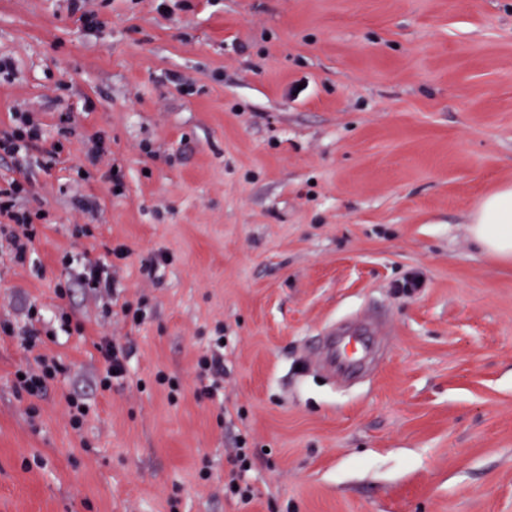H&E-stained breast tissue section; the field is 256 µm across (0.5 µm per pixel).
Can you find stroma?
<instances>
[{
  "instance_id": "1",
  "label": "stroma",
  "mask_w": 512,
  "mask_h": 512,
  "mask_svg": "<svg viewBox=\"0 0 512 512\" xmlns=\"http://www.w3.org/2000/svg\"><path fill=\"white\" fill-rule=\"evenodd\" d=\"M93 4L89 32L66 0H0V129L45 128L0 158L44 214L24 262L0 253V512H512V264L466 224L512 182V0ZM104 257L111 296L72 284ZM363 313L379 355L331 377L318 338ZM104 336L131 348L108 388ZM39 352L61 372L17 393ZM238 439L248 502L224 494ZM36 112H16L15 125L10 130L0 129V156L15 155L23 151L38 149L42 139V127ZM199 367L205 377L211 378V384L204 386L201 393L206 396H213L224 383V359L223 356L214 352L213 355L199 361Z\"/></svg>"
}]
</instances>
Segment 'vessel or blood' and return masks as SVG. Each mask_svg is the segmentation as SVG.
Here are the masks:
<instances>
[{"instance_id": "b4317fda", "label": "vessel or blood", "mask_w": 512, "mask_h": 512, "mask_svg": "<svg viewBox=\"0 0 512 512\" xmlns=\"http://www.w3.org/2000/svg\"><path fill=\"white\" fill-rule=\"evenodd\" d=\"M378 321L356 318L331 329L325 336L320 356L341 372L355 374L371 358L381 336Z\"/></svg>"}]
</instances>
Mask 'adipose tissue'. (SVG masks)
<instances>
[{"instance_id": "ef3b65f1", "label": "adipose tissue", "mask_w": 512, "mask_h": 512, "mask_svg": "<svg viewBox=\"0 0 512 512\" xmlns=\"http://www.w3.org/2000/svg\"><path fill=\"white\" fill-rule=\"evenodd\" d=\"M469 233L483 251L502 263H512V185L484 197L469 215Z\"/></svg>"}]
</instances>
